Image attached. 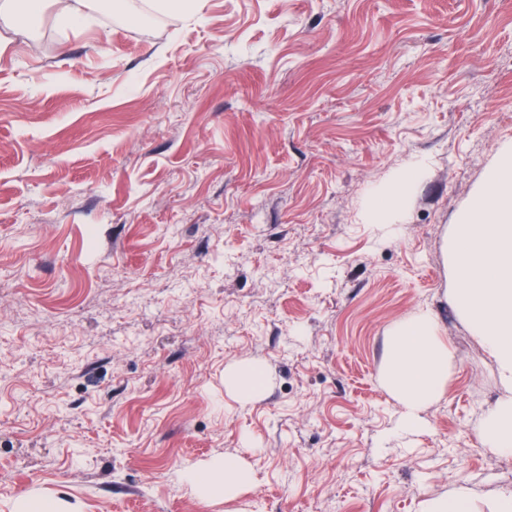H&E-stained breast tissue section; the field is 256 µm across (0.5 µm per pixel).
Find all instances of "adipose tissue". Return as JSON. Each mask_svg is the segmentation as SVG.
Listing matches in <instances>:
<instances>
[{
  "instance_id": "ef3b65f1",
  "label": "adipose tissue",
  "mask_w": 512,
  "mask_h": 512,
  "mask_svg": "<svg viewBox=\"0 0 512 512\" xmlns=\"http://www.w3.org/2000/svg\"><path fill=\"white\" fill-rule=\"evenodd\" d=\"M90 0H0V19L11 22L18 10L34 14L53 8L60 23H78L88 10ZM448 349L435 336L431 317L418 312L400 323L392 340L383 372L384 386L404 410L403 426L414 432L423 426L421 413L442 388L448 377ZM185 480L203 497L233 498L252 484L249 469L234 457L210 464L207 473L193 470Z\"/></svg>"
}]
</instances>
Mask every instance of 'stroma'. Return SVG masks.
Listing matches in <instances>:
<instances>
[{"label": "stroma", "instance_id": "stroma-1", "mask_svg": "<svg viewBox=\"0 0 512 512\" xmlns=\"http://www.w3.org/2000/svg\"><path fill=\"white\" fill-rule=\"evenodd\" d=\"M144 0L0 35V512H472L503 396L448 243L512 145V0ZM397 216L369 215L405 169ZM432 317L448 378L399 429L389 342ZM263 365L246 402L229 369ZM224 456L238 498L183 475ZM422 512H471L469 493L461 487L448 497L428 500Z\"/></svg>", "mask_w": 512, "mask_h": 512}]
</instances>
